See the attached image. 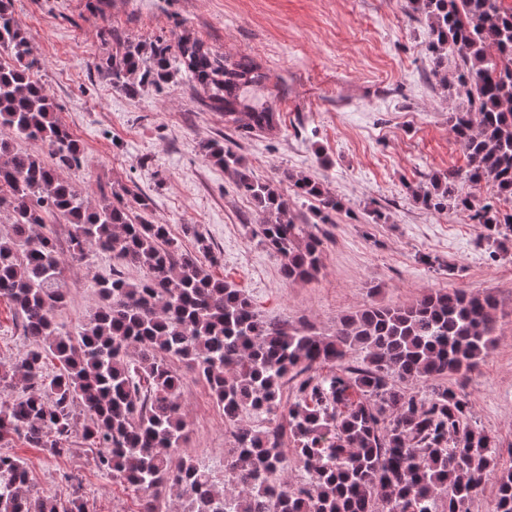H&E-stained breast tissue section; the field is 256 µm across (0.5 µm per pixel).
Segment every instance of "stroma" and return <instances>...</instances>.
Wrapping results in <instances>:
<instances>
[{
  "label": "stroma",
  "mask_w": 512,
  "mask_h": 512,
  "mask_svg": "<svg viewBox=\"0 0 512 512\" xmlns=\"http://www.w3.org/2000/svg\"><path fill=\"white\" fill-rule=\"evenodd\" d=\"M13 16L43 62L37 78L83 152L80 169H61L89 201L122 185L144 198V217L167 225L194 250L203 236L217 261L213 277L241 289L261 317L284 328L327 334L338 317L364 305L402 306L431 290L491 292L498 303L496 345L462 387L470 424L496 434L501 467L512 466V246H489L484 225L455 205L424 206L419 192L455 172L471 209L496 204L492 183L466 177V155L448 115L470 101L447 59L440 77L425 52L428 25L407 0H12ZM186 34L217 56H249L266 75L255 103L279 112L276 135L239 136L202 102L184 73L162 88L130 94L113 85L100 59L117 40L176 44ZM236 141L243 165L289 196L296 220L314 221L317 200L294 196L285 174L320 182L341 200L327 229L323 268L305 284L286 283L280 258L252 230L263 220L231 171L208 159L212 141ZM116 260L92 257L67 267V302L57 320L77 332L92 318L96 280ZM32 345L13 304L0 298V364ZM188 437L182 454L216 475L232 445L224 416L204 382L183 371ZM33 495L66 500L81 480L94 512H139L142 492L112 482L90 455L60 457L13 440Z\"/></svg>",
  "instance_id": "1"
}]
</instances>
